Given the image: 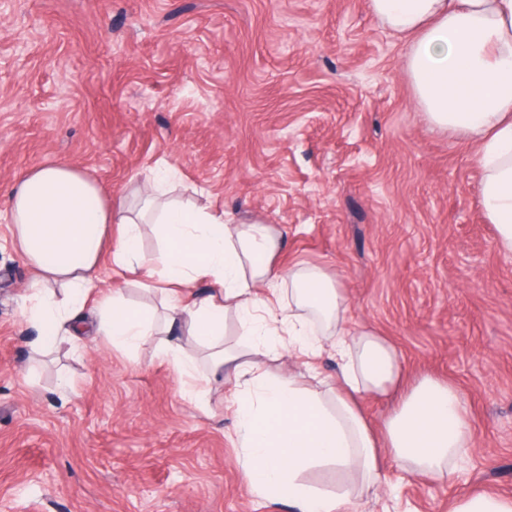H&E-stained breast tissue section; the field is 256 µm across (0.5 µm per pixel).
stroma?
<instances>
[{"mask_svg":"<svg viewBox=\"0 0 512 512\" xmlns=\"http://www.w3.org/2000/svg\"><path fill=\"white\" fill-rule=\"evenodd\" d=\"M405 37L368 0H0V512H293L254 492L232 382L186 399L155 342L33 355L12 188L66 162L136 207L149 169L323 268L403 385L455 387L472 446L445 483L385 460L350 512L512 496V253L479 204L473 141L432 128Z\"/></svg>","mask_w":512,"mask_h":512,"instance_id":"35a3bbf8","label":"stroma"}]
</instances>
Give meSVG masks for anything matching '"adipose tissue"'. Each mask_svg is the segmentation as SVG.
Listing matches in <instances>:
<instances>
[{
	"mask_svg": "<svg viewBox=\"0 0 512 512\" xmlns=\"http://www.w3.org/2000/svg\"><path fill=\"white\" fill-rule=\"evenodd\" d=\"M375 17L410 43L405 70L431 126L478 143L479 202L498 240L512 252V0H369ZM166 170L147 177L138 210L114 208L78 168L50 162L29 169L10 195L17 250L33 271L24 317L40 327V344H78L94 334L132 349L156 336L152 319L129 307L121 289H101L103 254L142 283L159 281L167 298L168 337L160 352L176 367L182 391L200 400L208 380L170 336L188 329L209 351L213 373L244 393L237 438L245 478L257 493L288 501L297 512H344L356 493L377 490L383 457L417 476L443 481L470 446L464 408L450 384L424 378L400 393L381 431L357 400L390 392L399 357L368 329L353 330L347 298L323 270L274 263L279 235L258 221L231 224L219 209L165 200ZM155 224L156 257L140 249L139 227ZM212 285L196 295L197 282ZM93 305L95 322L81 312ZM235 318L246 352L224 346ZM331 351L336 380L325 391L276 372L284 356L313 359ZM346 476L336 490L305 483L310 468Z\"/></svg>",
	"mask_w": 512,
	"mask_h": 512,
	"instance_id": "ef3b65f1",
	"label": "adipose tissue"
}]
</instances>
